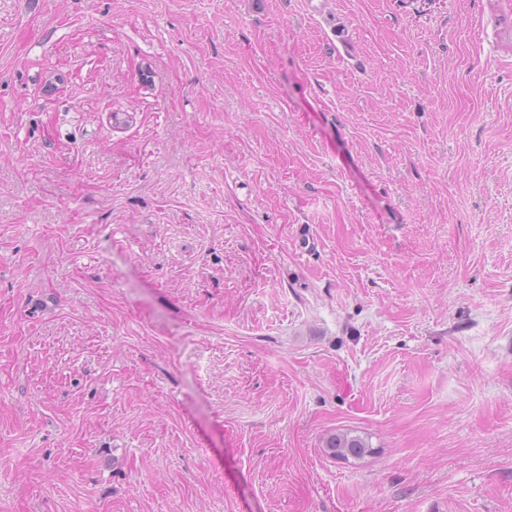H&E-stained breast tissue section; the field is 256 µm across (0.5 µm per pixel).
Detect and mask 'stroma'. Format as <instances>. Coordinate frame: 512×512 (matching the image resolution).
I'll return each instance as SVG.
<instances>
[{"instance_id": "35a3bbf8", "label": "stroma", "mask_w": 512, "mask_h": 512, "mask_svg": "<svg viewBox=\"0 0 512 512\" xmlns=\"http://www.w3.org/2000/svg\"><path fill=\"white\" fill-rule=\"evenodd\" d=\"M330 2L0 0V512H512L490 5ZM353 433L341 431L328 435L323 446L326 453L333 458L349 461L350 458L362 459L378 452L367 436Z\"/></svg>"}]
</instances>
